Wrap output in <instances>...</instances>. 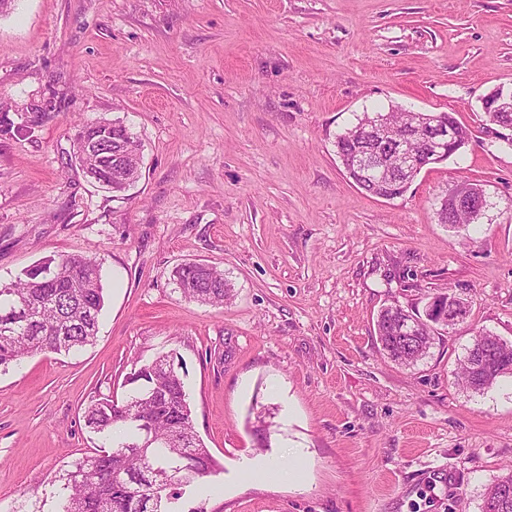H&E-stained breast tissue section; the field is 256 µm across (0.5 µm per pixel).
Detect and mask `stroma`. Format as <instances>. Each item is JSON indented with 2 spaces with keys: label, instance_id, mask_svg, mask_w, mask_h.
<instances>
[{
  "label": "stroma",
  "instance_id": "1",
  "mask_svg": "<svg viewBox=\"0 0 512 512\" xmlns=\"http://www.w3.org/2000/svg\"><path fill=\"white\" fill-rule=\"evenodd\" d=\"M512 87V0H14L0 14V281L49 255L102 263L96 341L0 372V512H56L92 454L91 400L171 354L221 470L185 512H481L512 468V377L457 384L475 331L512 342V148L481 101ZM452 112L470 142L403 196L345 175L338 134L365 112ZM120 119L138 182L99 188L72 156ZM492 208L458 230L448 190ZM223 270L221 306L176 266ZM471 303L412 367L384 357V304ZM306 449L302 485L247 479L241 455ZM173 278L181 295L189 301L206 305H223L233 294V288L224 272L215 266L200 263L182 264L173 272Z\"/></svg>",
  "mask_w": 512,
  "mask_h": 512
}]
</instances>
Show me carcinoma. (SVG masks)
Masks as SVG:
<instances>
[{
    "label": "carcinoma",
    "instance_id": "1",
    "mask_svg": "<svg viewBox=\"0 0 512 512\" xmlns=\"http://www.w3.org/2000/svg\"><path fill=\"white\" fill-rule=\"evenodd\" d=\"M442 123L457 128L458 139L442 157L446 161L469 144L470 133L451 112H439ZM352 125L336 137L335 147L351 157L355 140ZM127 159L128 170L140 171L137 137L119 120L99 118L83 125L75 136L74 157L100 186L113 190L120 168L117 155ZM358 188L380 197L403 183L375 177H355ZM181 295L206 305H222L233 288L224 271L196 262L173 272ZM454 295L430 298L423 313L385 306L376 317V335L387 357L401 365L423 359L438 329L448 328L439 316L451 307ZM105 295L100 263L82 254L49 256L23 270L13 280L0 282V315L12 309L29 310L26 325L0 331V371L20 366L45 352H70L91 345L97 338ZM419 321L414 343L407 342L401 326ZM482 336L493 358L479 372L470 366V354L460 360L463 388L483 394L506 376L512 377V344L486 331ZM126 383L132 386L122 400L103 397L84 411L85 426L101 444L97 452L79 458L62 475L58 512H182L187 489L216 474L220 466L195 432L194 416L185 383L174 359L165 354L150 362H134ZM149 424L146 435L139 422ZM484 498L501 503L499 512H512V469L493 478Z\"/></svg>",
    "mask_w": 512,
    "mask_h": 512
}]
</instances>
